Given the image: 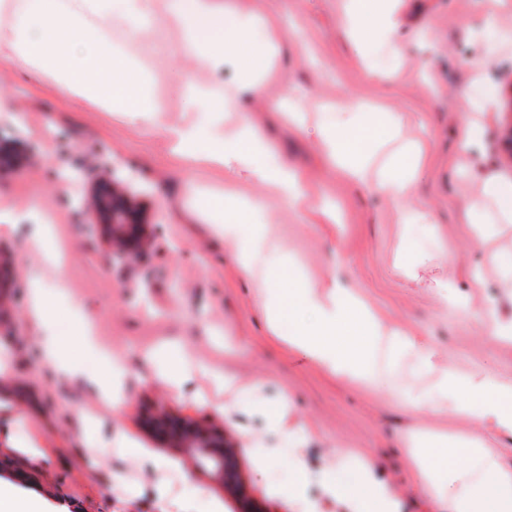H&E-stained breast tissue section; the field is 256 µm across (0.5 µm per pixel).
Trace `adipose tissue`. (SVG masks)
Returning <instances> with one entry per match:
<instances>
[{
    "mask_svg": "<svg viewBox=\"0 0 512 512\" xmlns=\"http://www.w3.org/2000/svg\"><path fill=\"white\" fill-rule=\"evenodd\" d=\"M168 14L184 33L183 46L203 63L224 57L232 48L245 70H255L262 55L248 32L254 24L246 15L225 22L226 9L218 0H168ZM9 11L11 20L0 26V63L14 53L26 52L42 71L57 74L63 92L105 95L113 106L140 117L150 106L137 72L125 59L108 48L103 29L109 17L104 0H24L12 7L0 0V11ZM397 118L391 112L351 113L342 127L327 133L330 163L344 181L361 186L372 182L389 197L407 194L429 162V150L421 139H408L392 151L376 170L365 159L370 146L384 136H394ZM179 155L218 165L232 175H252L272 186L275 193L295 203L307 196L302 173L292 165L269 159V142L259 131L243 128L230 140L212 138L196 129L177 135ZM213 209L224 214V232L240 238L237 259L239 272L263 290L269 317L288 323L289 346L338 380L361 387L382 385L397 358L409 351L429 361V351L412 337L381 336L375 324L360 310L346 291L334 290L330 299L319 300L314 287L304 282L294 266L270 265L266 258L276 252L275 240L250 226L248 209L231 199L214 196ZM468 217L475 233L490 239L502 225L512 223V184L489 179L484 198L471 202ZM91 337L75 334L61 339L48 337L44 361L61 374L73 370L68 357L92 352ZM434 393L446 397L450 406L471 421L499 432L512 433V383L491 378H468L455 369L440 374ZM413 450L412 464L419 487L435 498H447L448 512H512V469L478 443L459 441L449 445L435 438L415 435L406 439ZM468 469H461V462ZM346 474L343 483L327 481V492L350 494L358 512H398L392 488L371 473L368 464L348 451L337 459Z\"/></svg>",
    "mask_w": 512,
    "mask_h": 512,
    "instance_id": "1",
    "label": "adipose tissue"
}]
</instances>
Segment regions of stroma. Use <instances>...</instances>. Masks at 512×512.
Instances as JSON below:
<instances>
[{
  "label": "stroma",
  "mask_w": 512,
  "mask_h": 512,
  "mask_svg": "<svg viewBox=\"0 0 512 512\" xmlns=\"http://www.w3.org/2000/svg\"><path fill=\"white\" fill-rule=\"evenodd\" d=\"M257 19L251 39H268L266 22L282 32L259 73L261 90L242 82L234 52L223 64H203L182 48L183 33L156 0L155 21L130 36L120 0L112 4L105 33L110 44L144 77L152 121L130 118L100 102L63 94L52 75L31 60L0 65V126L22 150L19 164L0 173V213L52 219L56 258L21 225L0 227V278L18 302L0 314V342L12 351L0 360V388L13 392L12 420L0 418V484L41 501L46 512H139L175 503L193 486L195 512L211 502L236 512L235 502L182 448L162 444L147 425L150 410L165 403L172 415L211 423L240 442L243 475L267 512H302L289 498L291 458L309 476L308 497L328 512H350L346 498L323 495L321 482L337 473L347 450L366 459L388 483L400 512H448L418 488L404 435L417 432L480 439L512 468V435L485 430L447 404L413 405L399 386L429 392L447 366L472 377L512 381V345L498 342L496 326L512 324V287L494 270L496 247L512 245V226L497 242L476 239L466 205L482 194L486 177L512 180V152L501 144L512 40L489 44L484 20L512 32V0H386L394 32L360 42L350 14L352 0H231ZM187 82L237 92L244 111L205 112L182 95ZM379 106L396 113L406 138L430 146L429 164L405 200L337 178L320 128H336L348 112ZM481 142L465 144L468 124ZM198 124L221 137L247 125L266 135L275 159L302 173L310 204L280 199L261 180L230 179L224 169L187 160L174 151L176 131ZM79 168L85 187L110 175H133V191L162 230L147 259L118 266L101 248L95 227L78 223L61 172ZM231 191L251 208L253 223L274 237L286 256L327 295L333 276L373 316L381 334H406L426 344L432 370L420 372L403 357L377 388L336 380L303 353L270 336L262 291L234 265L236 239L224 232V215L192 209L190 191ZM336 209V226L318 223L312 204ZM428 214V225L405 224L401 213ZM483 264L485 281L470 272ZM55 300L59 315L47 328L29 315L32 280ZM461 294L449 303V288ZM89 322L98 344L127 360L122 402L100 404L84 376H64L34 355L47 334L70 335ZM178 346L192 380L176 390L142 362L143 353ZM226 370L246 395L224 392L203 369ZM280 414L272 431L263 407ZM300 435L289 453L288 433ZM99 446L88 463L84 445ZM138 447L140 455L129 454ZM18 448H37L49 470L29 469Z\"/></svg>",
  "instance_id": "1"
}]
</instances>
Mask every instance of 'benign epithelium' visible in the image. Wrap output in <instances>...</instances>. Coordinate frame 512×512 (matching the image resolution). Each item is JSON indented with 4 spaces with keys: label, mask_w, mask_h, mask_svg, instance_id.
<instances>
[{
    "label": "benign epithelium",
    "mask_w": 512,
    "mask_h": 512,
    "mask_svg": "<svg viewBox=\"0 0 512 512\" xmlns=\"http://www.w3.org/2000/svg\"><path fill=\"white\" fill-rule=\"evenodd\" d=\"M77 215L81 223L96 226L100 244L114 263L143 260L159 236V226L150 222L145 206L115 180L91 187ZM151 423L162 442L186 449L198 466L234 492L237 503L254 501L240 468L239 448L223 429L176 418L163 404L155 407Z\"/></svg>",
    "instance_id": "obj_1"
}]
</instances>
